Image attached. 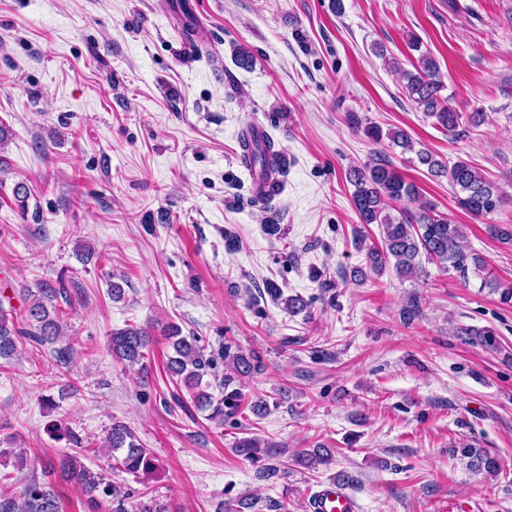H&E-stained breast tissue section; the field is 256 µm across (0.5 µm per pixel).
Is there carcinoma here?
<instances>
[{
    "mask_svg": "<svg viewBox=\"0 0 512 512\" xmlns=\"http://www.w3.org/2000/svg\"><path fill=\"white\" fill-rule=\"evenodd\" d=\"M389 65L394 71L402 73L408 98L444 132L458 134L464 119L475 125L483 121L482 112H471L465 116L449 106L448 98L441 95L444 84L439 67L430 55H421L412 71L403 69L395 58ZM365 133L375 143L386 139L402 153L415 154L418 163L426 167L430 177L448 179L455 189L458 207L476 218H492L505 202L500 188L465 160L448 166L431 152L415 149L411 137L402 129L385 131L372 125L365 128ZM240 141L242 147L247 149L246 169L252 178L267 180L273 174L285 173L286 159L281 151L275 149L270 136L265 134L262 141L255 140L250 144L243 135ZM346 178L354 187L352 200L358 223L377 224L382 229L381 246L371 245L366 249L368 269H353L349 273L351 279L362 281L366 279L367 272L379 275L389 267L400 279L412 278L418 273L424 259L436 261L444 269L451 268L463 276L471 264L478 270L485 269V262L480 256L466 251L461 225L438 212L434 204L423 198L418 186L406 181L390 162L376 160L362 167L352 166ZM392 202H404L406 207L394 215L390 211ZM482 287L499 294L500 301L512 302V282L502 281L488 272ZM24 292L27 308L23 327L13 311L0 303V360L9 361L16 357L24 339L44 346L58 342L63 336L65 311L61 304L70 303L65 289L42 284L33 290L26 288ZM167 339L173 349V355L166 363L170 376L190 393L197 408L209 411V419L224 422V410H235L240 397L239 389L232 387V384L259 371L260 358L234 352L232 346L224 345L221 356L234 375L220 382L224 396L216 399L209 392V384L203 383L204 377L215 366L214 356L205 355L197 337L182 335L176 325L167 327ZM150 343L148 331L133 325L113 332L110 338L113 353L128 366L143 364L145 350ZM105 447L117 453L113 457V468L127 474L135 475L151 465V451L145 448L136 430L125 422H112L107 430ZM461 454L470 458V466L475 470L489 474L496 472V461L488 454L474 448H463ZM330 460V453L322 448H314L301 450L295 462L314 468L326 465ZM60 467L71 481L82 486L89 495L92 507L103 499L112 504V512H127L126 503L136 497L135 512H169L168 507L155 497L148 496V493H137L103 472L91 471L82 462L80 453L68 456ZM0 512H62V508L54 489L33 480L20 497H3Z\"/></svg>",
    "mask_w": 512,
    "mask_h": 512,
    "instance_id": "carcinoma-1",
    "label": "carcinoma"
}]
</instances>
